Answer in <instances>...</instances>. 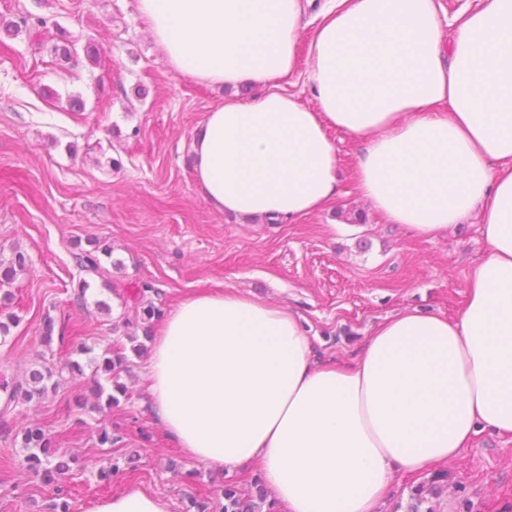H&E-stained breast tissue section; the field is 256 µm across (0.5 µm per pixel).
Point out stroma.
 I'll list each match as a JSON object with an SVG mask.
<instances>
[{
  "instance_id": "35a3bbf8",
  "label": "stroma",
  "mask_w": 512,
  "mask_h": 512,
  "mask_svg": "<svg viewBox=\"0 0 512 512\" xmlns=\"http://www.w3.org/2000/svg\"><path fill=\"white\" fill-rule=\"evenodd\" d=\"M43 27H33L34 19ZM76 44L72 60L54 48ZM94 53L97 63L86 55ZM81 98L83 110L68 100ZM224 89L166 65L136 0H0V263L14 251L25 270L0 285V376L77 361L22 412L0 411V512H31L53 485L22 466L21 431L36 426L75 457L71 512H93L113 494L140 488L165 498L170 512L192 500L217 507L225 483L248 489L259 463L230 475L185 456L167 441L144 404L143 325L135 284L152 283L150 300L169 310L203 288L233 289L288 307L303 317L321 359L353 364L374 329L405 309L455 318L466 284L485 257L477 219L433 238L386 223L358 193L356 141L334 130L343 194L298 221L242 223L199 194L192 172V133L223 101ZM110 251L107 280L91 278L85 306L74 302L82 275L74 247ZM91 348L80 353L79 343ZM123 344L129 389L101 413L89 361ZM115 435L100 445L99 429ZM139 456L133 471H99L110 458ZM444 485L437 512H512V437L488 432L455 458L409 474L395 471L384 512H407L416 489Z\"/></svg>"
}]
</instances>
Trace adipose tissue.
Listing matches in <instances>:
<instances>
[{"label": "adipose tissue", "mask_w": 512, "mask_h": 512, "mask_svg": "<svg viewBox=\"0 0 512 512\" xmlns=\"http://www.w3.org/2000/svg\"><path fill=\"white\" fill-rule=\"evenodd\" d=\"M304 9L137 0L170 67L229 91L192 138L202 198L249 220L315 214L339 193L329 132L341 130L360 144L361 196L388 223L433 237L478 217L486 256L456 318L388 317L347 367L317 360L284 306L190 294L153 338L146 403L191 459L229 473L260 462L276 512H382L395 471L450 460L483 432L512 436V0H484L448 34L435 0H328L302 54ZM301 58L310 105L280 86ZM243 86L261 92L245 100ZM94 512L169 504L130 489Z\"/></svg>", "instance_id": "obj_1"}]
</instances>
